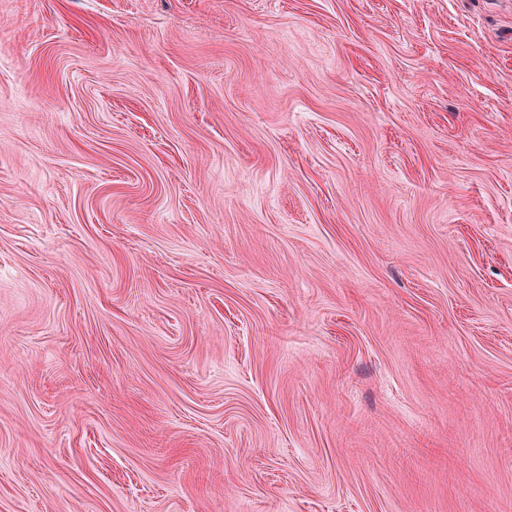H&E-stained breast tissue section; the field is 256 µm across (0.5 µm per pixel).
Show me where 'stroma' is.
<instances>
[{
  "mask_svg": "<svg viewBox=\"0 0 512 512\" xmlns=\"http://www.w3.org/2000/svg\"><path fill=\"white\" fill-rule=\"evenodd\" d=\"M0 512H512V0H0Z\"/></svg>",
  "mask_w": 512,
  "mask_h": 512,
  "instance_id": "35a3bbf8",
  "label": "stroma"
}]
</instances>
